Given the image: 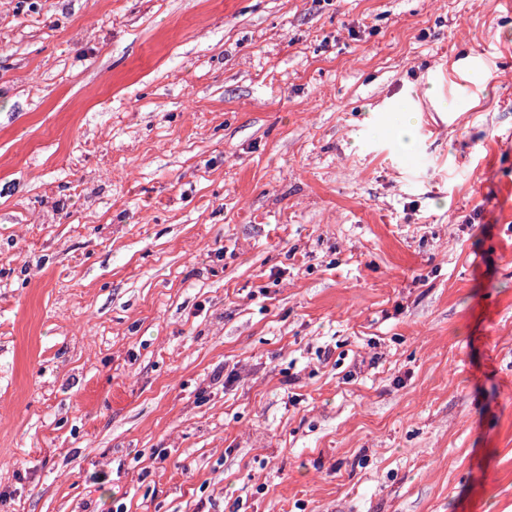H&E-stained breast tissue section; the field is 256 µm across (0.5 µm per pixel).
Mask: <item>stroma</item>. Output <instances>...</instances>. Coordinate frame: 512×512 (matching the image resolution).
<instances>
[{
  "label": "stroma",
  "mask_w": 512,
  "mask_h": 512,
  "mask_svg": "<svg viewBox=\"0 0 512 512\" xmlns=\"http://www.w3.org/2000/svg\"><path fill=\"white\" fill-rule=\"evenodd\" d=\"M119 503L512 512V0H0V512Z\"/></svg>",
  "instance_id": "35a3bbf8"
}]
</instances>
